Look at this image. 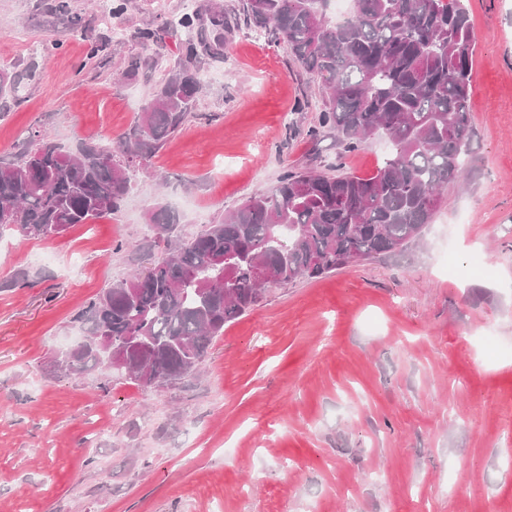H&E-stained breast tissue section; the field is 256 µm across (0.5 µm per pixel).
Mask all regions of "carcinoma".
<instances>
[{"label":"carcinoma","instance_id":"1","mask_svg":"<svg viewBox=\"0 0 512 512\" xmlns=\"http://www.w3.org/2000/svg\"><path fill=\"white\" fill-rule=\"evenodd\" d=\"M329 0H244L247 25L286 42L324 92L321 124L356 149L383 134L385 164L367 176L311 170L285 173L216 224L172 238L177 216L165 207L151 223L169 253L136 270L81 310L83 338L109 336L119 345L148 338L131 352L127 379L166 383L194 375L212 340L258 306L265 287L403 250L419 238L461 178L470 153L469 104L475 37L467 0H354L341 22ZM208 28L197 15L179 18L191 32L176 62L115 148L84 145L67 153L39 131L9 161L0 159V236L50 239L117 211L132 191L129 167L152 156L195 111L202 83L191 67L207 44H224V11ZM102 369L98 350L79 347L71 374Z\"/></svg>","mask_w":512,"mask_h":512}]
</instances>
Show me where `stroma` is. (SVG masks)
I'll return each mask as SVG.
<instances>
[{"mask_svg": "<svg viewBox=\"0 0 512 512\" xmlns=\"http://www.w3.org/2000/svg\"><path fill=\"white\" fill-rule=\"evenodd\" d=\"M53 2L0 0V70L21 87L0 156L35 131L67 151L117 141L182 56V0H129L118 43L94 0ZM468 7L472 152L423 237L270 286L197 377L146 390L53 360L78 311L164 257L153 207L189 237L285 171L386 161L384 136L350 151L321 127V86L286 43L232 24L223 55H200L195 112L110 218L0 236V512H512V0ZM20 271L28 286L5 287Z\"/></svg>", "mask_w": 512, "mask_h": 512, "instance_id": "stroma-1", "label": "stroma"}]
</instances>
